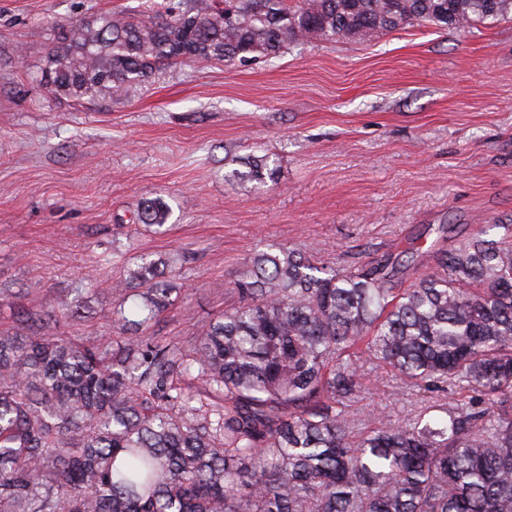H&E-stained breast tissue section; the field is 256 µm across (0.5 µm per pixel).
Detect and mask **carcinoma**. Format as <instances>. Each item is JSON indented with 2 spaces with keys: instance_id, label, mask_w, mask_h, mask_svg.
I'll return each mask as SVG.
<instances>
[{
  "instance_id": "obj_1",
  "label": "carcinoma",
  "mask_w": 512,
  "mask_h": 512,
  "mask_svg": "<svg viewBox=\"0 0 512 512\" xmlns=\"http://www.w3.org/2000/svg\"><path fill=\"white\" fill-rule=\"evenodd\" d=\"M512 0H179L167 17L51 27L58 96L110 100L162 65L275 57L300 40L441 28ZM251 155L232 176L265 184ZM151 199L140 224L163 227ZM407 286L293 246L258 250L232 303L185 342L142 330L173 305L176 260L112 288L118 340L76 342L62 300L0 331V512H512V223L480 224ZM430 393L401 421L358 404L360 362Z\"/></svg>"
}]
</instances>
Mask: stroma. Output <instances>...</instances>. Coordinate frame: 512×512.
I'll list each match as a JSON object with an SVG mask.
<instances>
[{"instance_id": "stroma-1", "label": "stroma", "mask_w": 512, "mask_h": 512, "mask_svg": "<svg viewBox=\"0 0 512 512\" xmlns=\"http://www.w3.org/2000/svg\"><path fill=\"white\" fill-rule=\"evenodd\" d=\"M147 6L168 0H0V288L50 310L88 278L85 318L62 335L112 339V283L145 255L181 259V296L149 333L182 341L229 303L254 250L346 266L411 252L421 272L442 227L453 244L512 220V12L186 62L107 101L40 83L52 25ZM254 151L276 182L232 177ZM153 198L164 227L133 223ZM369 377L363 407L391 419L424 398Z\"/></svg>"}]
</instances>
